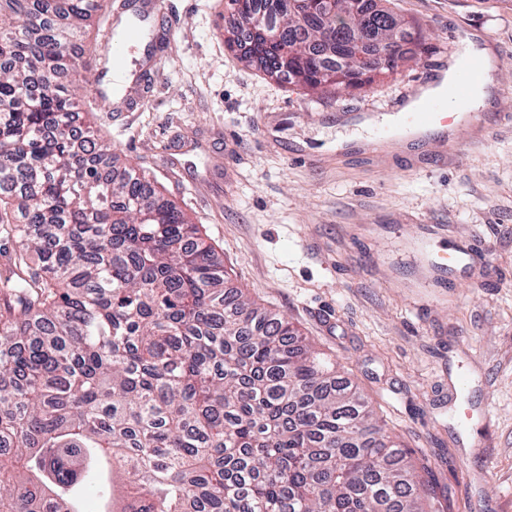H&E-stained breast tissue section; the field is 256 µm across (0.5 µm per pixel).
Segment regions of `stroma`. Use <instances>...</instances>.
Segmentation results:
<instances>
[{
	"label": "stroma",
	"mask_w": 512,
	"mask_h": 512,
	"mask_svg": "<svg viewBox=\"0 0 512 512\" xmlns=\"http://www.w3.org/2000/svg\"><path fill=\"white\" fill-rule=\"evenodd\" d=\"M162 66L99 137L199 224L225 285L285 317L367 398L433 488L427 512H512V0H390L427 50L357 89L306 91L229 48L228 0H168ZM494 56L482 136L378 158L356 113L401 111L466 34ZM434 224L436 234H423ZM477 230L493 263L425 282L427 258Z\"/></svg>",
	"instance_id": "1"
}]
</instances>
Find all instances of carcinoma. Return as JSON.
Listing matches in <instances>:
<instances>
[{"instance_id": "1", "label": "carcinoma", "mask_w": 512, "mask_h": 512, "mask_svg": "<svg viewBox=\"0 0 512 512\" xmlns=\"http://www.w3.org/2000/svg\"><path fill=\"white\" fill-rule=\"evenodd\" d=\"M270 0H229L228 33ZM309 0L249 54L306 90L359 88L423 49L381 0ZM101 0H0V512H79L83 481L121 488L105 512H422L407 453L354 386L283 318L224 291V265L112 145L76 165L74 48ZM45 81L28 96L34 76ZM39 271L25 274L28 261Z\"/></svg>"}]
</instances>
